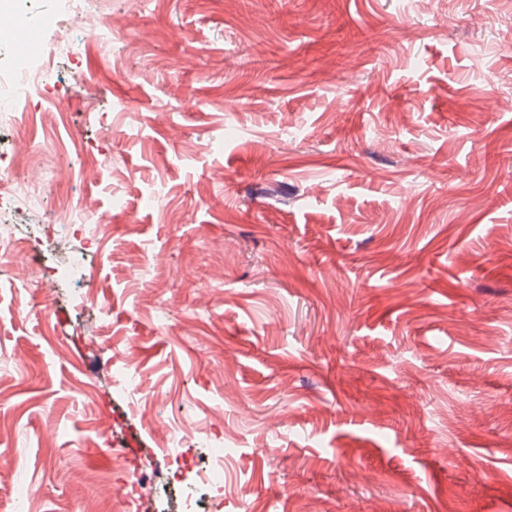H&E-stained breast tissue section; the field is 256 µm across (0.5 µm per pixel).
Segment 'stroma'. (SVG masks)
Listing matches in <instances>:
<instances>
[{
  "instance_id": "1",
  "label": "stroma",
  "mask_w": 512,
  "mask_h": 512,
  "mask_svg": "<svg viewBox=\"0 0 512 512\" xmlns=\"http://www.w3.org/2000/svg\"><path fill=\"white\" fill-rule=\"evenodd\" d=\"M5 6L49 20L0 124V170L54 154L17 221L110 232L78 281L0 259V512L17 479L112 512L105 427L155 486L181 420L225 448L223 512H512V0H86L98 53L54 48L62 0ZM116 348L153 426L85 369ZM9 167L15 170H30L34 168L49 169V156L27 149L24 143H19L16 150L9 156ZM48 222L55 228L54 236L63 233L67 239H78L76 237L78 231L86 225L77 224L78 220L75 218L73 211L65 204H60Z\"/></svg>"
}]
</instances>
